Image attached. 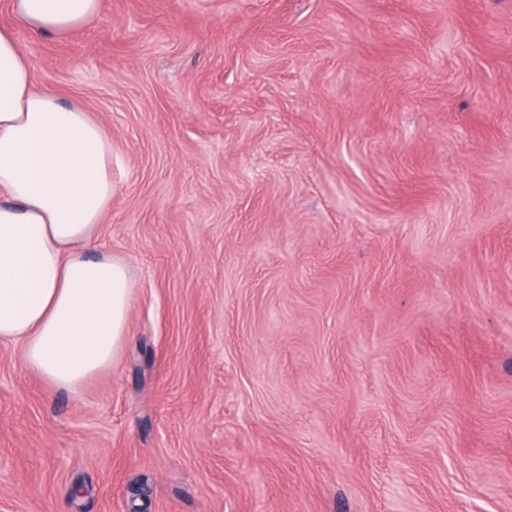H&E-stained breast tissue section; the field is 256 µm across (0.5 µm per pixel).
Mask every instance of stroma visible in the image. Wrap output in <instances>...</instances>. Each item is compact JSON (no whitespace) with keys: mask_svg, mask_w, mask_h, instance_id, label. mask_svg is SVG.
Returning <instances> with one entry per match:
<instances>
[{"mask_svg":"<svg viewBox=\"0 0 512 512\" xmlns=\"http://www.w3.org/2000/svg\"><path fill=\"white\" fill-rule=\"evenodd\" d=\"M0 28L110 133L134 283L80 391L0 342V512H512V0Z\"/></svg>","mask_w":512,"mask_h":512,"instance_id":"1","label":"stroma"}]
</instances>
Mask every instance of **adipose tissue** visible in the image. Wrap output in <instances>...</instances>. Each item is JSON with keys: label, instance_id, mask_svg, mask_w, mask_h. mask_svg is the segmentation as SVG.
<instances>
[{"label": "adipose tissue", "instance_id": "ef3b65f1", "mask_svg": "<svg viewBox=\"0 0 512 512\" xmlns=\"http://www.w3.org/2000/svg\"><path fill=\"white\" fill-rule=\"evenodd\" d=\"M32 33L61 37L102 0H10ZM12 31L0 30V341L24 367L79 390L110 367L127 331L122 258H86L112 203V140L89 112L38 87Z\"/></svg>", "mask_w": 512, "mask_h": 512}]
</instances>
